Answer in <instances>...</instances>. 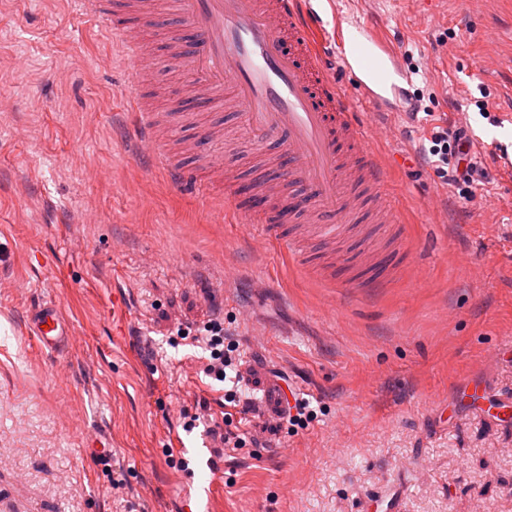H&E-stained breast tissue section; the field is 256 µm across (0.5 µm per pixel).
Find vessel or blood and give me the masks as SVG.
Wrapping results in <instances>:
<instances>
[{
    "label": "vessel or blood",
    "mask_w": 512,
    "mask_h": 512,
    "mask_svg": "<svg viewBox=\"0 0 512 512\" xmlns=\"http://www.w3.org/2000/svg\"><path fill=\"white\" fill-rule=\"evenodd\" d=\"M83 14L106 27L130 52L129 67L141 75L151 60L141 50L139 26L158 18L153 0H134L133 17L114 0H77ZM172 14L185 38H171L175 63L193 76L190 93L216 106L232 102L250 133L245 141L257 151L277 142L278 164L289 181L300 182L306 196L277 191L276 181L257 186L261 237L291 248L289 228L313 226L325 240L357 223L363 204L375 224L398 223V209L386 188L385 169L372 150L375 134L358 119L353 100L325 67L321 41L309 19L310 0H172ZM336 52L341 70L352 73L377 107L400 100L407 79L393 53L367 26L336 22ZM126 147L133 156L154 155L168 181L197 180L196 172L170 165L159 145L156 122L141 99H134ZM32 336L42 349L66 344L70 327L60 306L43 302L29 314Z\"/></svg>",
    "instance_id": "vessel-or-blood-1"
}]
</instances>
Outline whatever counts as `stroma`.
Instances as JSON below:
<instances>
[{"label": "stroma", "instance_id": "1", "mask_svg": "<svg viewBox=\"0 0 512 512\" xmlns=\"http://www.w3.org/2000/svg\"><path fill=\"white\" fill-rule=\"evenodd\" d=\"M336 2L381 31L409 84L370 116L392 129L373 148L399 223L322 253L264 242L126 152L134 95L186 168L178 142L241 126L226 108L178 110L189 76L168 54L171 17L144 29L141 84L73 0H0V512H183L189 494L195 512H386L359 508L385 486L400 512H512V414L462 396L478 380L512 401V171L497 158L512 148V0ZM463 114L489 172L470 201L422 153ZM223 160L240 187L274 175L234 140ZM362 248L386 256L378 287ZM49 300L72 330L56 352L26 332ZM216 312L267 383L284 372L320 413L214 465L207 423L187 432L180 414L204 401L222 419L224 386L176 327Z\"/></svg>", "mask_w": 512, "mask_h": 512}]
</instances>
